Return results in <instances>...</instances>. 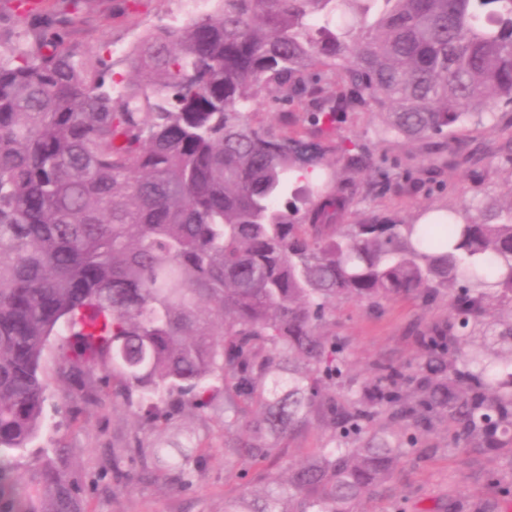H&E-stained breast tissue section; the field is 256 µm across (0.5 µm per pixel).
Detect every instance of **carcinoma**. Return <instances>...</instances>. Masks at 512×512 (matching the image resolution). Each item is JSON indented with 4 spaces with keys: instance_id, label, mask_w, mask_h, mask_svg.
Masks as SVG:
<instances>
[{
    "instance_id": "carcinoma-1",
    "label": "carcinoma",
    "mask_w": 512,
    "mask_h": 512,
    "mask_svg": "<svg viewBox=\"0 0 512 512\" xmlns=\"http://www.w3.org/2000/svg\"><path fill=\"white\" fill-rule=\"evenodd\" d=\"M62 2L0 53V512H86L61 460L3 454L60 385L73 411L120 399L158 435L222 398L224 453L262 469L320 418L326 447L224 512H352L443 420L448 447L512 460V193L342 223L353 176L415 184L342 135L351 112L383 114L377 142L422 143L436 171L462 129L507 130L512 178V0H217L140 36L126 76L66 43L85 0ZM393 296L446 297L448 316L412 327L409 366L328 393L346 377L336 300ZM136 457L191 484L188 451L138 435L98 479L128 489Z\"/></svg>"
}]
</instances>
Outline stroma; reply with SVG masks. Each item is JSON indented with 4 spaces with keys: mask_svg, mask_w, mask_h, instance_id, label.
Here are the masks:
<instances>
[{
    "mask_svg": "<svg viewBox=\"0 0 512 512\" xmlns=\"http://www.w3.org/2000/svg\"><path fill=\"white\" fill-rule=\"evenodd\" d=\"M181 13V0H88L86 9L69 27V40L101 54L115 45L128 48L146 29L172 24ZM459 137L467 142L472 162L447 168L439 189L431 195L376 196L370 192V175H358L347 223H359L368 213L401 221L422 205H455L470 200L481 189L493 194L507 190L506 176L496 159L502 145L499 134L469 128ZM447 314L444 298L426 306L412 297H396L384 300L376 309L360 301L340 300L327 328L345 341L349 374L361 380L370 376L376 363L412 362L416 346L411 328ZM70 407L69 397L55 394L34 445L62 455L70 474L86 483L111 463L113 449L132 439L134 421L120 402L79 415L72 414ZM190 435L202 438L200 452L206 461L197 469L189 489H180L164 477L140 480L121 492L103 481L87 494L89 512H224L245 488L262 485L261 470L251 467L245 458L225 455L224 428L212 413L184 411L163 438L173 445L185 443ZM326 439L321 421L312 419L302 432L279 444L274 471L287 475ZM422 442L430 448V456L404 454L392 481L361 498L355 512H474L475 505L498 500V489L488 481V474L512 478V464L498 455L449 447L447 427L425 434Z\"/></svg>",
    "mask_w": 512,
    "mask_h": 512,
    "instance_id": "obj_1",
    "label": "stroma"
}]
</instances>
